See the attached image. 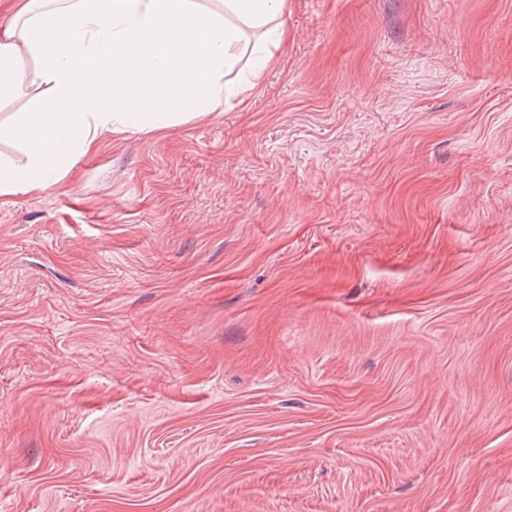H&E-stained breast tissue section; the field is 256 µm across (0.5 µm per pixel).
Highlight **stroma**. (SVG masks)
<instances>
[{
	"instance_id": "stroma-1",
	"label": "stroma",
	"mask_w": 512,
	"mask_h": 512,
	"mask_svg": "<svg viewBox=\"0 0 512 512\" xmlns=\"http://www.w3.org/2000/svg\"><path fill=\"white\" fill-rule=\"evenodd\" d=\"M287 25L0 198V512H512V0Z\"/></svg>"
}]
</instances>
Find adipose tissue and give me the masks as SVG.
Wrapping results in <instances>:
<instances>
[{
	"label": "adipose tissue",
	"mask_w": 512,
	"mask_h": 512,
	"mask_svg": "<svg viewBox=\"0 0 512 512\" xmlns=\"http://www.w3.org/2000/svg\"><path fill=\"white\" fill-rule=\"evenodd\" d=\"M288 0H15L0 29V197L45 191L107 135L148 134L261 85ZM238 73L229 82V73Z\"/></svg>",
	"instance_id": "ef3b65f1"
}]
</instances>
